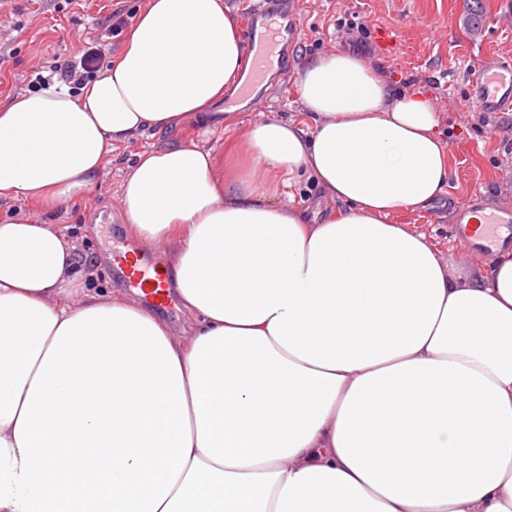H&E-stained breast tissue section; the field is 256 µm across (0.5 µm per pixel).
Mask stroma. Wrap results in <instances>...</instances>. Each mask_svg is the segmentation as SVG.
Here are the masks:
<instances>
[{
    "label": "stroma",
    "instance_id": "35a3bbf8",
    "mask_svg": "<svg viewBox=\"0 0 512 512\" xmlns=\"http://www.w3.org/2000/svg\"><path fill=\"white\" fill-rule=\"evenodd\" d=\"M115 0H73L54 11L49 0H0V42L14 56L0 68V103L25 92L38 71L48 70L69 52L74 33L93 27L101 8ZM285 21L300 24L298 39L287 45L284 70L268 72L215 104L235 115L232 129L207 127L194 119L176 129L117 144L103 162L91 195L65 200L54 208L0 192V221L8 215L53 224L77 236L90 261L98 265L93 287H123L124 276L110 261L115 250L140 249L127 223L122 188L135 154L181 145L223 156L227 145H243L241 136L260 116L299 122L308 116L298 98L303 65L318 56L346 50L380 69L398 91L415 87L430 94L448 140L451 176L447 192L424 211H402L396 223L432 238L441 255L460 273L489 270L491 261L463 255L450 236L448 212L468 195L512 206V112L482 111L468 98L469 73L485 61L512 57V0H277ZM262 98V110L252 101ZM106 213L91 224L90 211Z\"/></svg>",
    "mask_w": 512,
    "mask_h": 512
}]
</instances>
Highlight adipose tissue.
<instances>
[{"instance_id":"ef3b65f1","label":"adipose tissue","mask_w":512,"mask_h":512,"mask_svg":"<svg viewBox=\"0 0 512 512\" xmlns=\"http://www.w3.org/2000/svg\"><path fill=\"white\" fill-rule=\"evenodd\" d=\"M223 0H149L80 95L0 104V192L88 196L115 144L243 83ZM309 122L261 118L245 154H139L130 224L165 243L191 319L121 293L68 303L76 245L0 223V512H512V250L453 275L393 223L445 194L429 96L336 51L299 73ZM304 172L334 208L279 203Z\"/></svg>"}]
</instances>
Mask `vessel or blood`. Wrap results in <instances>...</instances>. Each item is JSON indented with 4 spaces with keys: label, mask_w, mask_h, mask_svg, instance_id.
I'll return each instance as SVG.
<instances>
[{
    "label": "vessel or blood",
    "mask_w": 512,
    "mask_h": 512,
    "mask_svg": "<svg viewBox=\"0 0 512 512\" xmlns=\"http://www.w3.org/2000/svg\"><path fill=\"white\" fill-rule=\"evenodd\" d=\"M253 19L248 33L263 29L261 40L252 45V76L261 78L266 72L281 66L283 49L288 41L287 29L274 16L271 7L256 6L250 11ZM262 20V27H255V20ZM471 97L488 112H512V63L494 60L482 65L470 77ZM474 212L471 198L461 199L453 213V231L463 251H477L492 256L502 233L512 234V207H494L484 218L480 234L470 229ZM112 259L127 269L126 284L142 292L148 303L161 305L167 302L166 276L158 262L137 260L128 254H113Z\"/></svg>",
    "instance_id": "vessel-or-blood-1"
}]
</instances>
